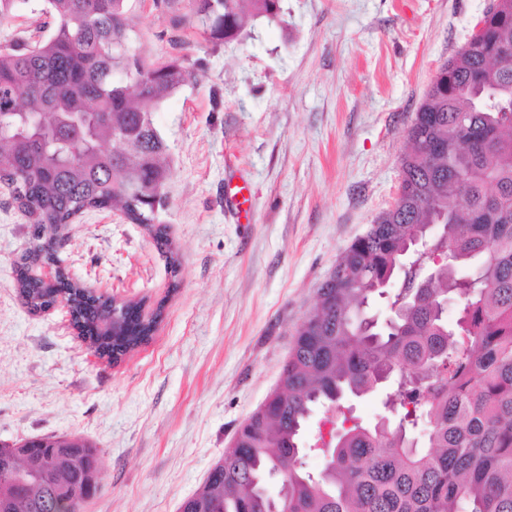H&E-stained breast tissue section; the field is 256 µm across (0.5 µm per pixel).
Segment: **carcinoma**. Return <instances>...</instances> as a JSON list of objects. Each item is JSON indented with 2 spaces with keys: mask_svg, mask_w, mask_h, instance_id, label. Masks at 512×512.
I'll list each match as a JSON object with an SVG mask.
<instances>
[{
  "mask_svg": "<svg viewBox=\"0 0 512 512\" xmlns=\"http://www.w3.org/2000/svg\"><path fill=\"white\" fill-rule=\"evenodd\" d=\"M275 17L279 0H163L184 5L187 28L215 45L236 40L243 2ZM48 36L0 50V113L45 126L0 129V183L24 178L14 197L31 224L69 223L118 207L153 224L148 197L164 187L167 145L153 112L196 80L182 57L129 77L120 42L134 23L129 0H41ZM144 117L138 154L105 149ZM395 204L343 252L317 289L279 385L238 427L231 446L180 512H512V0H501L483 34L444 62L407 130ZM137 189L146 196L132 194ZM18 293L30 312L49 289L29 260ZM74 322L93 336L112 321V301L68 276ZM400 314L375 323L370 304ZM456 318L448 321V300ZM124 312L118 359L149 338L156 320ZM382 397L395 421L364 425L347 403ZM336 415V438L318 477L301 469L303 430L318 409ZM100 460L90 442L57 456L59 471L86 478ZM280 476L276 495L267 482Z\"/></svg>",
  "mask_w": 512,
  "mask_h": 512,
  "instance_id": "obj_1",
  "label": "carcinoma"
}]
</instances>
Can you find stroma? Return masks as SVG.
I'll list each match as a JSON object with an SVG mask.
<instances>
[{"instance_id": "obj_1", "label": "stroma", "mask_w": 512, "mask_h": 512, "mask_svg": "<svg viewBox=\"0 0 512 512\" xmlns=\"http://www.w3.org/2000/svg\"><path fill=\"white\" fill-rule=\"evenodd\" d=\"M491 0H281L228 45L130 0L148 61L198 76L154 122L168 147L165 227L88 210L63 234L74 280L161 310L119 362L78 338L65 306L30 313L16 261L29 224L0 185V443L73 435L101 451L85 512H178L276 386L316 289L396 201L407 130L441 64ZM253 221L237 222L229 180Z\"/></svg>"}]
</instances>
